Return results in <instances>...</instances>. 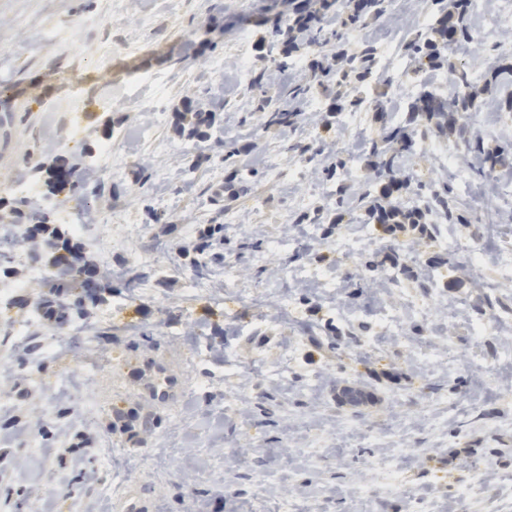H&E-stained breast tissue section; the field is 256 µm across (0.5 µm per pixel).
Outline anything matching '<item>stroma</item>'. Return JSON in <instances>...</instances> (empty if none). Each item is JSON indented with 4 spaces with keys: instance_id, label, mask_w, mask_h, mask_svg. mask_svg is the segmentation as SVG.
Wrapping results in <instances>:
<instances>
[{
    "instance_id": "35a3bbf8",
    "label": "stroma",
    "mask_w": 512,
    "mask_h": 512,
    "mask_svg": "<svg viewBox=\"0 0 512 512\" xmlns=\"http://www.w3.org/2000/svg\"><path fill=\"white\" fill-rule=\"evenodd\" d=\"M293 8V0H0V82L11 86L0 97V198L20 174L43 184L56 156L113 141L121 162L57 200L70 208L71 223L88 212L95 236L125 238L98 265L122 279L143 272L146 288L122 307L107 297L87 324L58 330L39 320L31 345L9 347L16 377L0 382V512H72L78 503L85 512H131L134 503L150 512H310L314 505L405 512L410 495L434 512H460L459 493L476 472L485 482L472 512H512V283L494 275L499 232L512 234V197L492 187L495 177L512 174V110L481 103L470 124L487 149L507 151L495 175L474 173L457 134L438 136L424 124L404 160L414 182L403 204L444 190L454 206L477 195L479 213L451 224L435 207L426 244L408 224L364 239L344 257L336 245L363 224L365 156L381 122L371 106L357 127H339L335 89L307 78V63L278 65L269 29ZM421 19L413 0H402L394 17L337 24L338 38L323 53L374 51L368 83L348 85L345 94L395 101L404 111L421 88L439 90L443 73L435 68L409 90L396 89L381 51L390 33L412 39ZM54 26L69 28L67 46L48 41ZM244 35L251 69L263 75L258 88L237 83L232 66ZM132 42L142 49L130 55ZM218 56L231 63L225 72L208 66ZM452 56L459 68L486 74L512 57V47L493 37ZM298 87L319 95L318 111H309L306 97H291ZM215 96L223 106L209 136L179 135L177 112ZM265 97L294 111L293 122L267 126ZM157 111L164 120L144 138ZM438 145L453 146L457 168L435 153ZM333 162L332 181L323 168ZM273 165L276 181L268 176ZM149 206L163 223H147ZM316 210L341 216V224L303 222ZM230 213L247 223H226ZM211 226L220 229L224 261L210 266L209 292L199 296L185 274ZM285 236L307 247L298 265L317 272L316 280L277 277L283 254L272 245ZM475 236L484 241L478 260L462 259L457 244ZM444 237L451 249L438 247ZM266 252L271 261L259 262ZM393 254L412 275L365 276L366 261ZM12 257L19 302L0 328L25 320L50 296L56 274L48 259ZM228 265L241 288L266 289L259 307L225 297ZM34 267L44 279L31 277ZM385 311L396 315L399 336L382 330ZM494 316L502 328L479 334ZM173 317L185 330L177 340L163 333ZM101 328L111 329V342L98 341ZM55 333L64 347L52 352L45 343ZM159 376L173 381L163 403L147 392ZM344 386L371 392L373 403L343 405L337 392ZM230 400L235 410H227ZM373 428L379 440L368 438ZM315 435L322 453L311 457L305 450ZM32 436L40 453L28 448ZM111 445L117 452L106 474L99 453ZM394 456L406 485L404 495L390 497L375 464ZM204 468L213 471L211 483L194 479ZM112 476L122 485L113 498L105 494Z\"/></svg>"
}]
</instances>
